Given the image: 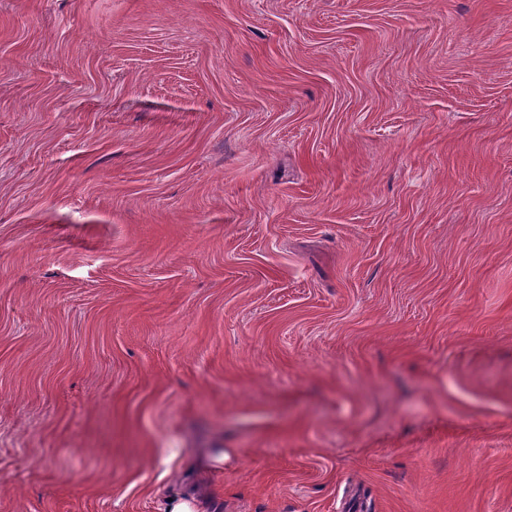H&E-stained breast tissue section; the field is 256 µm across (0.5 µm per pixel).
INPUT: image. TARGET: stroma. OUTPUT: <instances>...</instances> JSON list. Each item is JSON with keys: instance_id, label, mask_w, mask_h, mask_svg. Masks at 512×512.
Wrapping results in <instances>:
<instances>
[{"instance_id": "obj_1", "label": "stroma", "mask_w": 512, "mask_h": 512, "mask_svg": "<svg viewBox=\"0 0 512 512\" xmlns=\"http://www.w3.org/2000/svg\"><path fill=\"white\" fill-rule=\"evenodd\" d=\"M175 495L512 512V0H0V512Z\"/></svg>"}]
</instances>
